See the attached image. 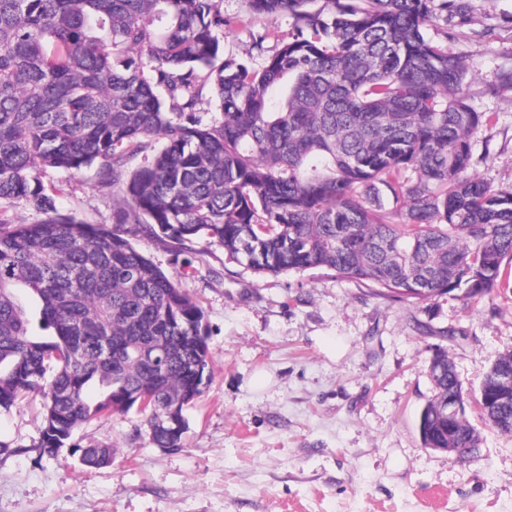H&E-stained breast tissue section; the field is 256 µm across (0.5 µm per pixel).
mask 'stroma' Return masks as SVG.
<instances>
[{
	"instance_id": "stroma-1",
	"label": "stroma",
	"mask_w": 512,
	"mask_h": 512,
	"mask_svg": "<svg viewBox=\"0 0 512 512\" xmlns=\"http://www.w3.org/2000/svg\"><path fill=\"white\" fill-rule=\"evenodd\" d=\"M431 41L463 55L470 104L490 120L471 138L473 173L512 188V0H468ZM234 24L224 52L249 67L265 61L288 17L222 0ZM57 204L90 224L111 225L112 191L96 169H48ZM138 247L205 311L213 367L188 410L181 448L134 434L136 413L81 426L82 444L112 447L111 465L82 466L70 449L38 457V402L0 415V438L24 445L0 455V512H512V435L478 417V454L425 448L418 416L433 394L428 359L442 345L464 387L477 390L499 353L512 349V260L501 286L476 304L418 303L373 295L324 271L263 277L224 261L223 247L194 244L191 266L147 241ZM428 325L419 333L416 323ZM443 330L451 339H439Z\"/></svg>"
}]
</instances>
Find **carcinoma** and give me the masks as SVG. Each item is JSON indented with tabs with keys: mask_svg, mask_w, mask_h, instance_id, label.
I'll return each mask as SVG.
<instances>
[{
	"mask_svg": "<svg viewBox=\"0 0 512 512\" xmlns=\"http://www.w3.org/2000/svg\"><path fill=\"white\" fill-rule=\"evenodd\" d=\"M250 2L292 19L259 69L224 55L221 0H0V413L41 397V457L69 444L87 466L112 463L73 433L144 398L135 431L182 446L211 377L205 315L136 240L176 258L218 244L259 275L322 269L421 302L499 286L512 190L470 173L483 115L463 57L426 36L465 4ZM93 166L110 228L60 210L40 176ZM18 204L41 219L18 221ZM428 372L424 447L478 453L444 348ZM475 399L512 433L511 349Z\"/></svg>",
	"mask_w": 512,
	"mask_h": 512,
	"instance_id": "1",
	"label": "carcinoma"
}]
</instances>
